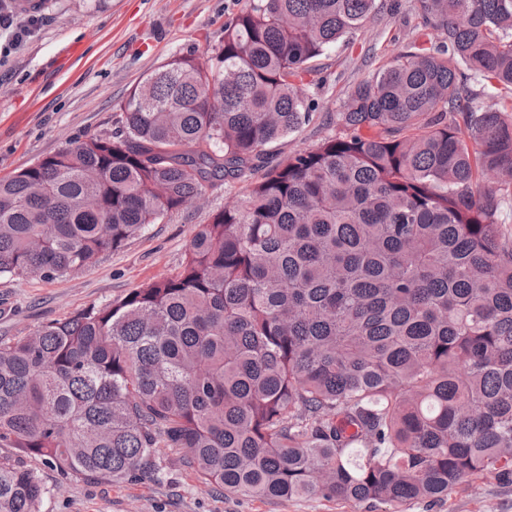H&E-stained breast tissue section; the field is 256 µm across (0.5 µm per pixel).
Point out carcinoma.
Returning a JSON list of instances; mask_svg holds the SVG:
<instances>
[{
	"label": "carcinoma",
	"mask_w": 512,
	"mask_h": 512,
	"mask_svg": "<svg viewBox=\"0 0 512 512\" xmlns=\"http://www.w3.org/2000/svg\"><path fill=\"white\" fill-rule=\"evenodd\" d=\"M420 3L439 42L348 89L338 132L285 160L266 148L312 117V62L375 0H246L216 53L129 94L119 130L0 179V276L48 280L245 183L175 275L0 339L1 448L110 481L171 454L228 495L393 512L512 482V0ZM45 494L0 462V512Z\"/></svg>",
	"instance_id": "carcinoma-1"
}]
</instances>
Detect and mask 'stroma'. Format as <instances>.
Returning a JSON list of instances; mask_svg holds the SVG:
<instances>
[{"mask_svg":"<svg viewBox=\"0 0 512 512\" xmlns=\"http://www.w3.org/2000/svg\"><path fill=\"white\" fill-rule=\"evenodd\" d=\"M18 10L15 23L32 35L0 38V178L14 175L69 143L119 129L121 106L148 74L175 55L212 54L224 43V22L245 0H40ZM420 0H376V11L349 42L316 63L313 120L270 147L279 161L337 130L346 91L411 41L435 38ZM242 183L205 188L192 206L148 225L123 248L84 271L56 280L0 277V338L26 336L42 324L121 300L153 280L175 275L197 224L240 194ZM0 461L34 471L47 493L40 512H389L384 504L316 497L266 500L227 496L173 458L159 474L133 480L87 479L40 457L0 448ZM404 512H512V483L492 477L458 486L437 502Z\"/></svg>","mask_w":512,"mask_h":512,"instance_id":"obj_1","label":"stroma"}]
</instances>
